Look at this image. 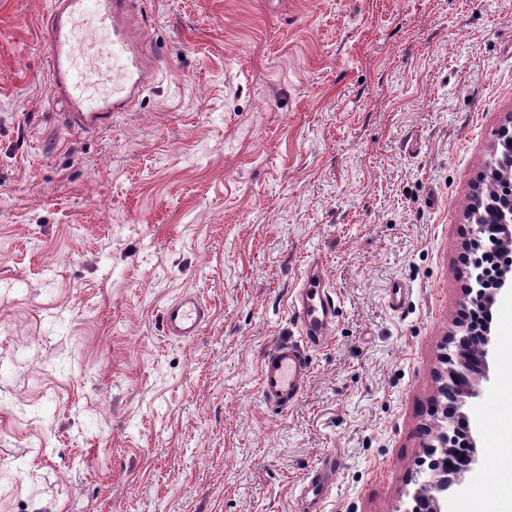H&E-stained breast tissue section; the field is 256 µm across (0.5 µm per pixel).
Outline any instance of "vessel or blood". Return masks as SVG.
<instances>
[{
	"label": "vessel or blood",
	"mask_w": 512,
	"mask_h": 512,
	"mask_svg": "<svg viewBox=\"0 0 512 512\" xmlns=\"http://www.w3.org/2000/svg\"><path fill=\"white\" fill-rule=\"evenodd\" d=\"M137 0H51L40 25V40L47 59L46 75L61 104L60 123L74 133L100 129L113 113L127 111L154 81L159 56L146 35L147 21L136 13ZM92 32L89 44L96 57L112 61V81L106 93L86 92L87 76L78 65L81 34ZM293 316L305 344L278 343L262 357L259 390L265 403L284 409L299 397L308 375L307 350L327 341L336 318V303L321 270L310 269L293 304ZM209 318L207 307L191 293L182 295L162 311L166 335H197ZM338 468L335 459L323 461L304 488L310 506L323 500Z\"/></svg>",
	"instance_id": "b4317fda"
}]
</instances>
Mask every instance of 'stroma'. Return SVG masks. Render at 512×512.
Returning <instances> with one entry per match:
<instances>
[{
    "mask_svg": "<svg viewBox=\"0 0 512 512\" xmlns=\"http://www.w3.org/2000/svg\"><path fill=\"white\" fill-rule=\"evenodd\" d=\"M144 5L160 72L71 134L49 0H0V512H301L331 455L323 512H402L467 311L469 193L512 118V0ZM312 263L336 321L281 411L259 363L299 340ZM187 292L209 319L166 336ZM492 314L464 408L481 469L442 512L495 506L512 294ZM338 465L336 459L329 458L322 462V466L311 477L304 487V494L309 501V506L315 508L326 495L329 484L336 474Z\"/></svg>",
    "mask_w": 512,
    "mask_h": 512,
    "instance_id": "obj_1",
    "label": "stroma"
}]
</instances>
